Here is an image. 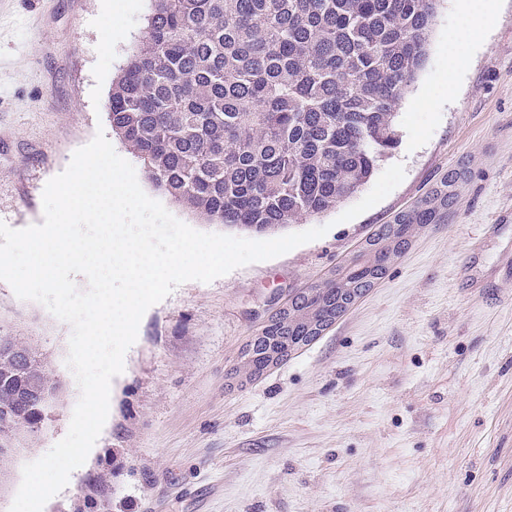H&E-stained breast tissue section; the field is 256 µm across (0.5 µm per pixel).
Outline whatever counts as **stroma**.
<instances>
[{"label":"stroma","mask_w":512,"mask_h":512,"mask_svg":"<svg viewBox=\"0 0 512 512\" xmlns=\"http://www.w3.org/2000/svg\"><path fill=\"white\" fill-rule=\"evenodd\" d=\"M461 0H440L426 60L377 165L405 178L348 222L364 183L288 225L327 234L212 282L189 281L143 315L112 381L109 424L64 495L43 512H512V0H489L487 44L456 94L448 34ZM152 0H0V221H43L42 193L98 128L112 80L144 34ZM143 191L206 233L255 239ZM454 178L440 223L416 229L386 275L313 341L256 378L239 367L278 310L331 278L381 225ZM72 329L0 280V336L46 356L60 383L50 421L0 471L9 512L24 464L67 433L79 389Z\"/></svg>","instance_id":"obj_1"}]
</instances>
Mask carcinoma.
<instances>
[{"label": "carcinoma", "mask_w": 512, "mask_h": 512, "mask_svg": "<svg viewBox=\"0 0 512 512\" xmlns=\"http://www.w3.org/2000/svg\"><path fill=\"white\" fill-rule=\"evenodd\" d=\"M439 0H154L112 83V132L155 187L212 224L263 233L335 207L398 144L397 107L423 66ZM448 209V181L369 238L330 280L291 300L244 362L308 343L383 278L417 227ZM0 349V458L48 420L43 358ZM45 391L48 399L37 400Z\"/></svg>", "instance_id": "cac0c4a2"}]
</instances>
